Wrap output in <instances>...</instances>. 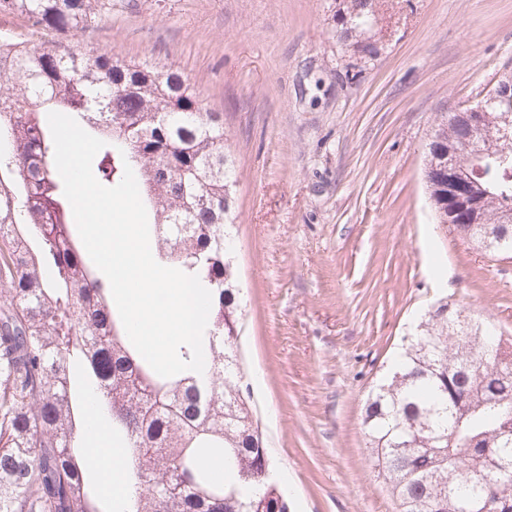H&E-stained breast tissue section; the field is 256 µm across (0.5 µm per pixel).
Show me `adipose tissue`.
Returning <instances> with one entry per match:
<instances>
[{
	"label": "adipose tissue",
	"instance_id": "obj_1",
	"mask_svg": "<svg viewBox=\"0 0 512 512\" xmlns=\"http://www.w3.org/2000/svg\"><path fill=\"white\" fill-rule=\"evenodd\" d=\"M85 437L96 451L100 479L106 493L113 498H121L124 493L122 483V463L125 450L112 445L109 430L99 408V395L96 391L87 393V417Z\"/></svg>",
	"mask_w": 512,
	"mask_h": 512
}]
</instances>
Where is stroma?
Returning a JSON list of instances; mask_svg holds the SVG:
<instances>
[{"instance_id": "stroma-1", "label": "stroma", "mask_w": 512, "mask_h": 512, "mask_svg": "<svg viewBox=\"0 0 512 512\" xmlns=\"http://www.w3.org/2000/svg\"><path fill=\"white\" fill-rule=\"evenodd\" d=\"M112 0L78 47L180 69L238 170L240 354L290 512H399L368 459L367 393L434 304L512 340V257L436 223V124L512 67V0ZM374 0H347L344 6L341 23V34L344 39L365 34L366 28L370 25L374 16Z\"/></svg>"}]
</instances>
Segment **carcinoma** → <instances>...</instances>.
Here are the masks:
<instances>
[{
    "instance_id": "1",
    "label": "carcinoma",
    "mask_w": 512,
    "mask_h": 512,
    "mask_svg": "<svg viewBox=\"0 0 512 512\" xmlns=\"http://www.w3.org/2000/svg\"><path fill=\"white\" fill-rule=\"evenodd\" d=\"M59 41L0 39V512H289L237 359L239 313L226 251L237 177L224 116L201 106L177 69L124 62L66 41L112 12V0H0ZM372 0H347L341 36L365 33ZM102 138L97 174L117 185L131 166L153 213V256L198 275L212 293L206 373L157 375L128 339L108 281L86 265L54 161L46 108ZM456 156L482 186L485 223L457 233L512 253V126L485 103ZM493 150L474 166L471 153ZM441 303L370 389L363 416L371 465L399 512H512V366L482 362ZM83 389L100 394L112 437L129 454L128 495L113 502L90 475ZM224 462V474L202 465ZM453 496H448V491Z\"/></svg>"
}]
</instances>
